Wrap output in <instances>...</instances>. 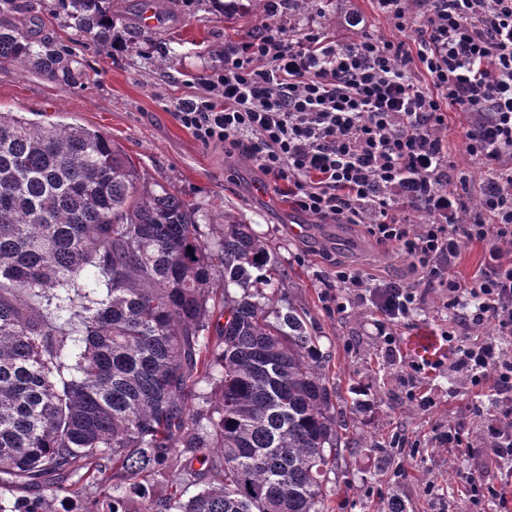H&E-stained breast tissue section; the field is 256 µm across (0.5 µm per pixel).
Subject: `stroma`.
<instances>
[{"instance_id": "35a3bbf8", "label": "stroma", "mask_w": 512, "mask_h": 512, "mask_svg": "<svg viewBox=\"0 0 512 512\" xmlns=\"http://www.w3.org/2000/svg\"><path fill=\"white\" fill-rule=\"evenodd\" d=\"M24 2V13L1 12L0 23L67 46L84 77L65 85L31 69L0 65V111L30 112L39 121L104 131L146 173L167 179L183 198L207 208L209 223H221L223 210L231 209L252 224L275 254L281 295L308 312L329 360L334 408L348 424L351 448L328 478V512H391L395 502L405 512H472L461 492L465 473L478 472L494 484L500 479L499 466L487 449L451 453L431 443L435 427L464 417L467 392L449 393L448 364L417 371L412 359L387 352L377 334V314L364 304L337 312L321 276L335 262L347 261L379 280L414 283L423 307L396 328L399 341L416 332L443 334L446 323L436 307V291L415 278L408 260L394 247L348 224L321 223L297 211L282 192L256 194L254 188L263 180L256 167L228 157L223 146H203L173 116L172 101L197 92L199 76L223 65L225 40L264 33L261 21L245 13L230 25L224 20L223 0H178L176 8L161 12L156 26L148 29L139 0H113V11L122 16L120 39L105 51L78 38L54 0ZM329 9L336 15L332 27H324L314 12L297 19L295 29L329 30L341 46L363 34L393 42L416 37L415 32L397 30L375 0H332ZM133 40L139 46L135 52L128 49ZM169 49L176 59L161 65ZM467 127L465 114L449 109L453 160L470 172V194L475 197L484 174L464 149ZM414 391L433 398L434 407L417 410L410 400ZM395 434L404 438L405 447H391Z\"/></svg>"}]
</instances>
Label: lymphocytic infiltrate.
<instances>
[{
  "label": "lymphocytic infiltrate",
  "mask_w": 512,
  "mask_h": 512,
  "mask_svg": "<svg viewBox=\"0 0 512 512\" xmlns=\"http://www.w3.org/2000/svg\"><path fill=\"white\" fill-rule=\"evenodd\" d=\"M377 0L414 45L367 35L342 47L326 35L266 33L224 46V64L203 75V91L172 102L175 119L202 145L223 144L251 161L293 206L323 221L361 224L398 248L412 271L437 288L456 348L457 383L472 393L468 411L483 431L449 424L444 448L481 441L505 470L498 485L471 473L475 508L512 493V0ZM467 113L465 149L485 180L475 207L459 189L467 175L450 159L448 108ZM429 216L408 223L401 210ZM484 247L470 279L450 275L462 250ZM337 311L372 304L392 346L395 324L422 308L407 283H369L363 271L332 272ZM494 324L496 339L479 337ZM498 412L488 416L483 398Z\"/></svg>",
  "instance_id": "1"
}]
</instances>
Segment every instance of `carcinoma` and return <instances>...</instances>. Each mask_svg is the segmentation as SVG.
Here are the masks:
<instances>
[{
    "instance_id": "carcinoma-1",
    "label": "carcinoma",
    "mask_w": 512,
    "mask_h": 512,
    "mask_svg": "<svg viewBox=\"0 0 512 512\" xmlns=\"http://www.w3.org/2000/svg\"><path fill=\"white\" fill-rule=\"evenodd\" d=\"M107 50L112 0H57ZM224 4L261 19L264 0ZM288 19L330 0H285ZM69 84L76 56L0 25V64ZM141 171L103 132L0 112V512H326L349 446L308 313L230 210ZM437 365L452 349L408 336ZM182 452H177V449Z\"/></svg>"
}]
</instances>
